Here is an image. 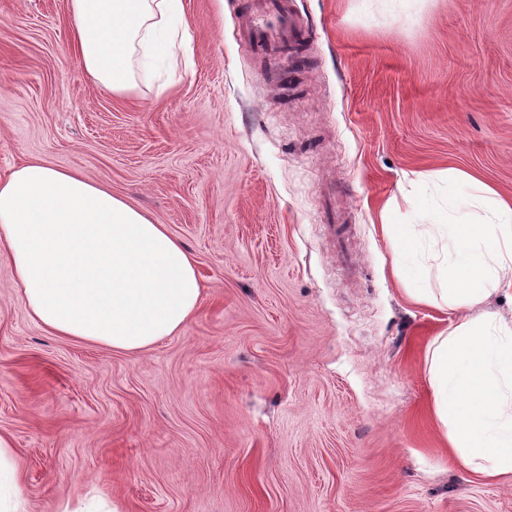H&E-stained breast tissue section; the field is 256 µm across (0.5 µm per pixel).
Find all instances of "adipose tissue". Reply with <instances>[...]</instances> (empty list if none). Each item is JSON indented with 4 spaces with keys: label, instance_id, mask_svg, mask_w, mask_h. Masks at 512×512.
Here are the masks:
<instances>
[{
    "label": "adipose tissue",
    "instance_id": "adipose-tissue-1",
    "mask_svg": "<svg viewBox=\"0 0 512 512\" xmlns=\"http://www.w3.org/2000/svg\"><path fill=\"white\" fill-rule=\"evenodd\" d=\"M72 50L112 95H126L178 48L182 0H69ZM450 241L430 249L438 290L456 315L428 354L432 411L461 467L476 478L512 481V318L484 310L512 291V202L466 174L448 186V221L419 230ZM0 264L31 319L53 335L135 353L176 335L195 313L196 263L167 225L152 221L105 185L39 161L0 177ZM0 512H26L11 440L0 434Z\"/></svg>",
    "mask_w": 512,
    "mask_h": 512
}]
</instances>
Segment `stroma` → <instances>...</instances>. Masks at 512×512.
I'll return each mask as SVG.
<instances>
[{"label":"stroma","mask_w":512,"mask_h":512,"mask_svg":"<svg viewBox=\"0 0 512 512\" xmlns=\"http://www.w3.org/2000/svg\"><path fill=\"white\" fill-rule=\"evenodd\" d=\"M299 53L255 55L245 0H185L189 61L116 97L67 0H0V176L32 160L167 225L202 295L139 353L50 334L0 265V434L27 512H512L434 419L443 301L394 276L396 224L445 176L512 200V0H293Z\"/></svg>","instance_id":"35a3bbf8"}]
</instances>
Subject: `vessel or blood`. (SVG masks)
I'll return each instance as SVG.
<instances>
[{"mask_svg":"<svg viewBox=\"0 0 512 512\" xmlns=\"http://www.w3.org/2000/svg\"><path fill=\"white\" fill-rule=\"evenodd\" d=\"M300 31L290 0H264L251 9L239 26L241 39L259 55H273L296 40Z\"/></svg>","mask_w":512,"mask_h":512,"instance_id":"1","label":"vessel or blood"}]
</instances>
